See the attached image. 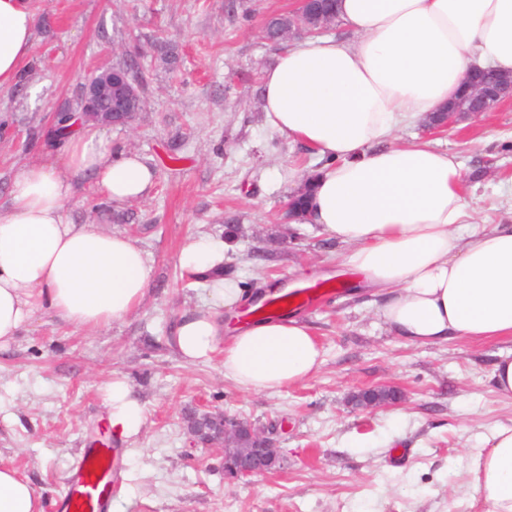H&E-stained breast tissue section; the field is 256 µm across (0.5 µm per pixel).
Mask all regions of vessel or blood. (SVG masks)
Here are the masks:
<instances>
[{
    "label": "vessel or blood",
    "mask_w": 512,
    "mask_h": 512,
    "mask_svg": "<svg viewBox=\"0 0 512 512\" xmlns=\"http://www.w3.org/2000/svg\"><path fill=\"white\" fill-rule=\"evenodd\" d=\"M320 294L316 288H300L294 295L275 296L260 307V314L275 318L302 299ZM120 451L109 445L86 448L67 488L57 504V512H109L112 506V473Z\"/></svg>",
    "instance_id": "obj_1"
}]
</instances>
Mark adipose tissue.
<instances>
[{
    "instance_id": "1",
    "label": "adipose tissue",
    "mask_w": 512,
    "mask_h": 512,
    "mask_svg": "<svg viewBox=\"0 0 512 512\" xmlns=\"http://www.w3.org/2000/svg\"><path fill=\"white\" fill-rule=\"evenodd\" d=\"M350 37L294 40L262 79L267 126L324 158L302 224L348 246V262L379 296L385 326L411 342L456 336L512 340V224L480 229L459 163L428 142H398L460 94L473 66L512 74V0H337ZM31 0H0V87L23 76L33 46ZM87 179L113 203L144 197L155 182L139 156H116L95 127L76 123L62 157L14 174L0 204V349L45 312L78 328L111 325L144 298L150 266L128 236L74 223L66 206ZM230 243L191 237L180 266L205 278L172 344L188 364L223 348L225 381L279 391L322 367L321 347L292 315L226 329L221 311L264 300L223 275ZM114 435L140 432L144 408L126 381L106 390ZM470 489L493 512H512V427L485 437ZM0 512H42L39 493L0 466Z\"/></svg>"
}]
</instances>
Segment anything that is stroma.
Instances as JSON below:
<instances>
[{
	"label": "stroma",
	"mask_w": 512,
	"mask_h": 512,
	"mask_svg": "<svg viewBox=\"0 0 512 512\" xmlns=\"http://www.w3.org/2000/svg\"><path fill=\"white\" fill-rule=\"evenodd\" d=\"M32 0L35 38L21 81L0 89V199L17 167L37 158L55 114L76 108L101 63L138 51L143 112L104 129L114 153L155 170L142 198L108 202L77 186L71 218L130 236L148 255L149 289L112 325L83 329L37 313L24 336L0 350V465L14 468L52 507L93 436L109 432L104 393L125 379L145 409L122 448L112 512H490L473 498L468 471L484 435L512 426V399L492 389L507 340L458 337L412 343L381 323L348 250L316 224L285 231V205L321 159L265 124L262 76L278 47L261 37L266 18L296 0ZM177 56L169 63L161 45ZM453 155L481 227L512 224V105L430 134L400 132ZM227 239L226 272L251 290L321 282L336 294L296 309L322 347L324 364L278 392L225 382L222 358L189 365L170 343L178 317L203 293L179 253L189 237ZM390 382L400 403L352 411L351 393ZM221 409L276 426L282 466L233 484L224 459L193 444L184 416Z\"/></svg>",
	"instance_id": "obj_1"
}]
</instances>
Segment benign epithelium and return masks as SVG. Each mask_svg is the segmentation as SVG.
<instances>
[{"label": "benign epithelium", "instance_id": "7a95c632", "mask_svg": "<svg viewBox=\"0 0 512 512\" xmlns=\"http://www.w3.org/2000/svg\"><path fill=\"white\" fill-rule=\"evenodd\" d=\"M297 30L295 37L301 38L316 33L319 27L309 22L315 13L313 0H298L294 10ZM82 117L105 126L125 127L135 117L139 108L137 80L127 69H116L105 65L89 76L82 87ZM467 106L448 107L439 113V119L424 123L429 132H440L465 117H478L497 105L512 101V79H499L494 88L484 81L469 76ZM398 392L387 385L362 389L349 396L352 407L373 412L396 403ZM186 429L192 441L204 448H213L224 455V478L230 483L244 478L262 476L280 468L281 456L274 432L258 427L249 421L231 416L222 410H204L185 417Z\"/></svg>", "mask_w": 512, "mask_h": 512}]
</instances>
